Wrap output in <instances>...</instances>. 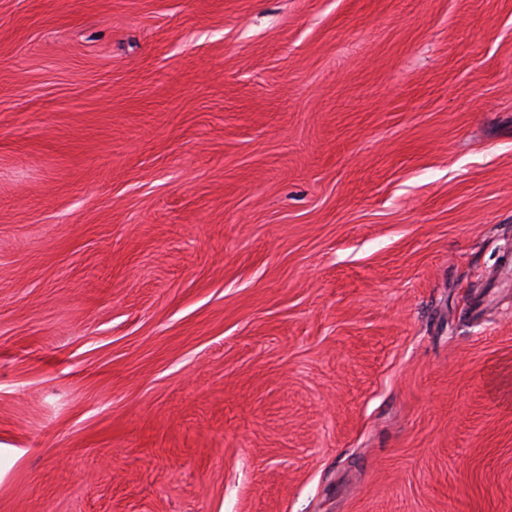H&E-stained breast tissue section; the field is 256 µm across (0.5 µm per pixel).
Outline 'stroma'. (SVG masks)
<instances>
[{
	"label": "stroma",
	"instance_id": "stroma-1",
	"mask_svg": "<svg viewBox=\"0 0 512 512\" xmlns=\"http://www.w3.org/2000/svg\"><path fill=\"white\" fill-rule=\"evenodd\" d=\"M0 512H512V0H0Z\"/></svg>",
	"mask_w": 512,
	"mask_h": 512
}]
</instances>
